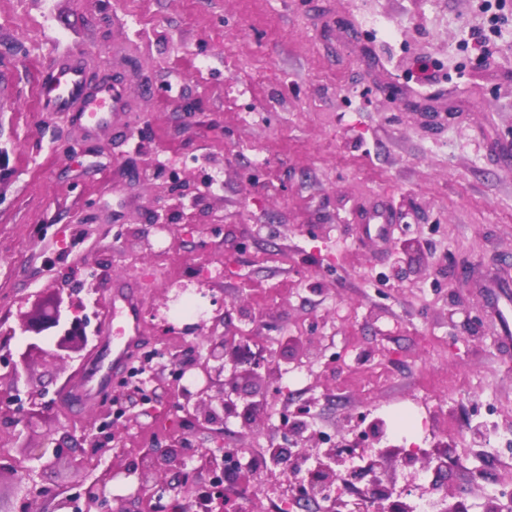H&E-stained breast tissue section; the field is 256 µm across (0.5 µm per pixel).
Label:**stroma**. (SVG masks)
Returning a JSON list of instances; mask_svg holds the SVG:
<instances>
[{"instance_id":"1","label":"stroma","mask_w":512,"mask_h":512,"mask_svg":"<svg viewBox=\"0 0 512 512\" xmlns=\"http://www.w3.org/2000/svg\"><path fill=\"white\" fill-rule=\"evenodd\" d=\"M486 31L477 0H0V337L21 346L20 314L77 282L93 283L98 324L114 276L168 268L148 305L165 289L210 314L223 300L239 406L254 361L279 369L258 422L227 419L205 447L287 443L282 415L305 402L338 430L423 413L421 444L447 442L442 461L412 481L377 464L407 443L391 430L341 476H394L418 503L452 487L469 512L492 488L512 504V366L483 299L455 280L465 260L512 265V20L478 48ZM63 54L126 85L114 124L42 110ZM378 209L391 242L361 234ZM413 238L399 261L394 243ZM93 351L62 370L31 359L44 413L28 444L88 431L92 411L54 398ZM174 432L163 401L121 446L135 456ZM290 483L257 463L236 506L271 512Z\"/></svg>"}]
</instances>
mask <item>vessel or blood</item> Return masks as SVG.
Segmentation results:
<instances>
[{
  "mask_svg": "<svg viewBox=\"0 0 512 512\" xmlns=\"http://www.w3.org/2000/svg\"><path fill=\"white\" fill-rule=\"evenodd\" d=\"M42 109L46 112H79L99 127L108 125L112 114L125 108V91L118 86L90 90L80 63L69 55L59 56L50 80L39 86ZM478 287L487 289L495 318L503 335L512 334V296L503 293L502 282L494 277L478 279ZM109 317L124 319L121 340H114L111 327H104L90 359L92 368L82 374L75 389L61 390L55 404L69 411L78 405H91L107 392L115 372L127 368L146 340L142 319V295L123 283H113L107 299Z\"/></svg>",
  "mask_w": 512,
  "mask_h": 512,
  "instance_id": "b4317fda",
  "label": "vessel or blood"
}]
</instances>
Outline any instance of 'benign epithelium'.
Returning a JSON list of instances; mask_svg holds the SVG:
<instances>
[{"label":"benign epithelium","instance_id":"1","mask_svg":"<svg viewBox=\"0 0 512 512\" xmlns=\"http://www.w3.org/2000/svg\"><path fill=\"white\" fill-rule=\"evenodd\" d=\"M83 285L64 290L57 289L48 300L40 303L32 313L21 319L18 328L25 339L24 350L18 354L19 361L10 362L6 373H0V382H8L7 389L13 393V400H25L28 405V417L24 429L35 426L40 417L38 394L30 384L29 360L36 354L45 352L46 342H52L56 349L55 359L65 364L70 353L80 351L87 340L89 320L83 313L84 303L78 294ZM194 330L209 342L203 356L187 357L176 362V370L171 379L154 377L153 386L121 385L110 403L121 406V414L112 421V426L98 424L97 433L84 437L91 448L86 454L83 465L94 468L91 458L101 459L107 453H113L110 464L101 475L71 483L66 491L58 492L31 480L12 486V500L8 512H28L29 505L38 502L45 512H172L177 500L166 495L168 483L166 476L173 474L180 483L186 499L188 512H215L224 505V485L210 480V476L224 471V457L209 451L203 443H195L185 437L170 436L155 443L134 458L120 459V452L112 451V438L119 430H126L132 424L139 423L144 416L153 415L147 404L172 392L178 400L170 405V412L176 420L197 433L216 432L224 429V415H236L237 405L231 394L236 391L233 379L224 378V359L227 355L228 341L224 336L213 335L208 320L200 319ZM197 369L204 378V384L192 389L181 383L186 372ZM250 396L252 415L249 421L254 423L261 414V407L269 393V380L275 376V370L269 366L256 364L252 370ZM308 409L304 404L294 411L295 420L288 427V447L303 451L317 448L319 437L308 431L300 420ZM69 435H57V431L46 434L40 446L23 445V456L35 459L41 465L57 466L65 459L73 458L83 447H68ZM350 444L341 439L330 448L323 450L314 471L307 475V482L320 493L334 486L337 471L335 466L346 459ZM382 457L400 459L404 466H410L420 460L416 453L402 448H388ZM428 463L431 457H425ZM394 488L380 484L372 501V512H413L407 501L392 500Z\"/></svg>","mask_w":512,"mask_h":512}]
</instances>
